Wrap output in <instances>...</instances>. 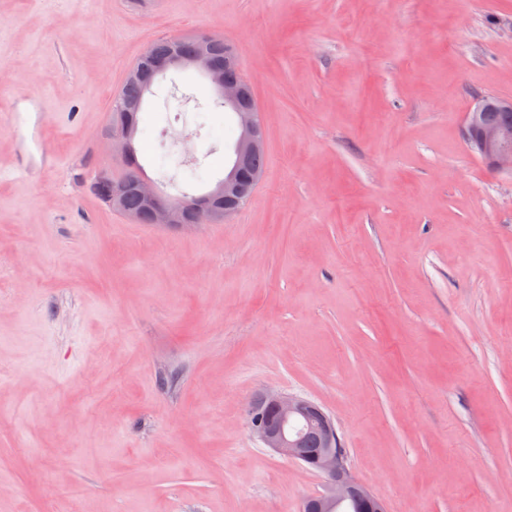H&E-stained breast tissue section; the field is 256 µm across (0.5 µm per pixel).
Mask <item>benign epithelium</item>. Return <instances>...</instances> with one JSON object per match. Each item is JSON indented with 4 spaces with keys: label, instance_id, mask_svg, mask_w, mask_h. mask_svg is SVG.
<instances>
[{
    "label": "benign epithelium",
    "instance_id": "7a95c632",
    "mask_svg": "<svg viewBox=\"0 0 512 512\" xmlns=\"http://www.w3.org/2000/svg\"><path fill=\"white\" fill-rule=\"evenodd\" d=\"M210 39V35L202 36L201 48L192 56L172 52L163 59L156 57L151 44L128 74L129 79L147 86L155 73L170 68L204 72L216 94L234 114L239 128L224 179L185 206L166 198L151 179L142 176L135 180L134 185L156 226L185 227L184 216L188 209L198 217L197 223L192 225L194 229L227 221L251 199L265 176L264 171L247 167L251 156L265 151L262 112L255 99L244 98L238 79L229 77L227 72L213 65L206 48ZM492 108L512 112V97L480 95L475 99L465 113L466 147L492 168L512 173V124L489 120L487 112ZM134 134L135 129L130 124L111 126L105 132L112 147L113 161L127 162ZM125 191L124 181L112 182L108 201L112 209L137 223L140 216L125 209ZM262 406L265 407L264 419L256 421L253 431L263 446L289 461L316 470L325 478L324 492L305 500L301 512H387L384 503L352 473L334 420L320 405L297 395L264 392L254 401L250 412ZM311 435L318 439L321 448L314 455L307 451Z\"/></svg>",
    "mask_w": 512,
    "mask_h": 512
}]
</instances>
